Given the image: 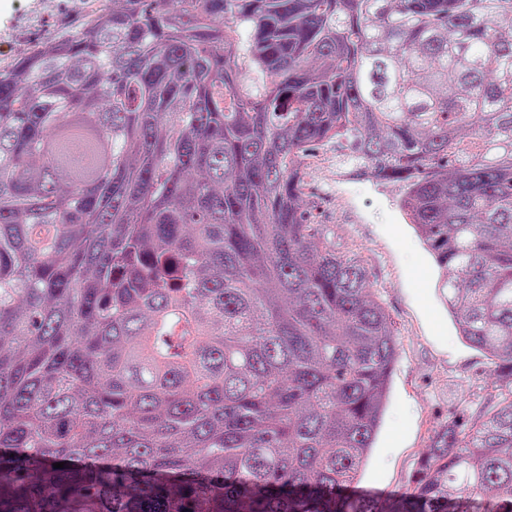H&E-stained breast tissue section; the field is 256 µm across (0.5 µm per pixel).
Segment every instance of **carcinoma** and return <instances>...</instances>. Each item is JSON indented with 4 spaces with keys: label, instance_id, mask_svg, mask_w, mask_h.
Segmentation results:
<instances>
[{
    "label": "carcinoma",
    "instance_id": "carcinoma-1",
    "mask_svg": "<svg viewBox=\"0 0 512 512\" xmlns=\"http://www.w3.org/2000/svg\"><path fill=\"white\" fill-rule=\"evenodd\" d=\"M90 2L0 66V512H378L394 329L306 159L401 187L512 380V0ZM495 399L390 512H512Z\"/></svg>",
    "mask_w": 512,
    "mask_h": 512
}]
</instances>
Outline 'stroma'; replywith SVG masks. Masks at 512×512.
<instances>
[{
	"instance_id": "obj_1",
	"label": "stroma",
	"mask_w": 512,
	"mask_h": 512,
	"mask_svg": "<svg viewBox=\"0 0 512 512\" xmlns=\"http://www.w3.org/2000/svg\"><path fill=\"white\" fill-rule=\"evenodd\" d=\"M85 10L83 0H0V60ZM316 159L305 173V200L337 253L357 255L366 266L397 342L384 424L360 485L409 489L441 422L460 407L493 404L485 382L490 362L457 336L437 294L433 262L396 204L399 185L353 169L332 145Z\"/></svg>"
}]
</instances>
